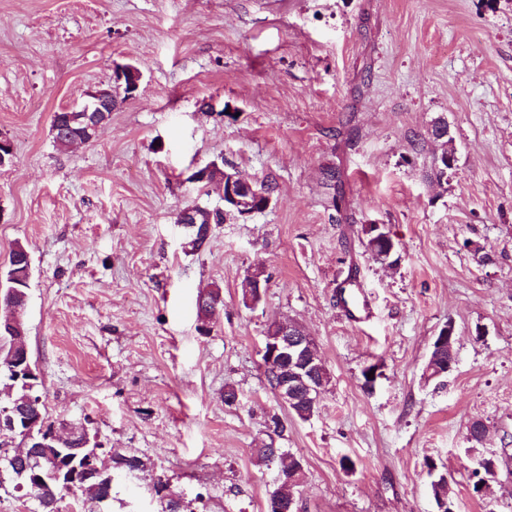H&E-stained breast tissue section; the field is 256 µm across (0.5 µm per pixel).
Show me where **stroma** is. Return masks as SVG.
I'll list each match as a JSON object with an SVG mask.
<instances>
[{
	"label": "stroma",
	"instance_id": "35a3bbf8",
	"mask_svg": "<svg viewBox=\"0 0 512 512\" xmlns=\"http://www.w3.org/2000/svg\"><path fill=\"white\" fill-rule=\"evenodd\" d=\"M126 63L135 97L92 142L57 147L53 114ZM439 118L455 162L435 182ZM0 139V268L27 248L47 418L143 463L114 471L107 512H159L160 477L191 512H268L278 469L257 448L302 462L298 512H438L427 457L455 512H512V0H0ZM213 161L271 183L270 205L225 210L219 185L190 180ZM194 204L223 214L199 250L177 222ZM367 224L397 265L368 252ZM351 274L370 316L344 311ZM216 286L204 334L196 298ZM275 321L303 325L327 369L310 420L262 368ZM447 325L457 362L432 378ZM475 419L498 465L485 492ZM363 233L370 250L379 252L380 249L387 252L389 256L395 249L394 240L382 224L364 225Z\"/></svg>",
	"mask_w": 512,
	"mask_h": 512
}]
</instances>
